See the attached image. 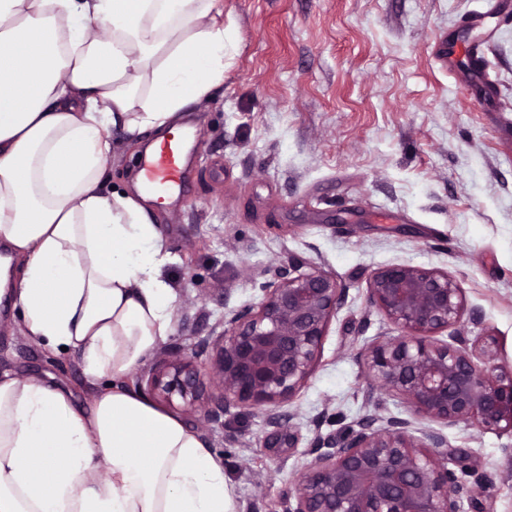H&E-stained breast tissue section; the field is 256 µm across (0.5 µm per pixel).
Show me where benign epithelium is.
Listing matches in <instances>:
<instances>
[{"mask_svg":"<svg viewBox=\"0 0 512 512\" xmlns=\"http://www.w3.org/2000/svg\"><path fill=\"white\" fill-rule=\"evenodd\" d=\"M346 289L328 272L288 262L260 301L224 316L215 368L232 407L260 409L275 428L292 426L286 406L315 370ZM369 301L397 330L362 352L371 385L397 399L413 419L376 415L339 435L316 437L288 512H461L467 493L454 469L461 453L430 427L464 424L512 434V366L498 362L495 336L459 330L467 310L457 279L445 271L393 264L374 271ZM454 329L448 340L437 333ZM150 390L191 409L202 393L192 357L177 356L152 373Z\"/></svg>","mask_w":512,"mask_h":512,"instance_id":"1","label":"benign epithelium"}]
</instances>
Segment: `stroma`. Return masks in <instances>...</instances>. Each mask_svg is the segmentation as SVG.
<instances>
[{
	"instance_id": "35a3bbf8",
	"label": "stroma",
	"mask_w": 512,
	"mask_h": 512,
	"mask_svg": "<svg viewBox=\"0 0 512 512\" xmlns=\"http://www.w3.org/2000/svg\"><path fill=\"white\" fill-rule=\"evenodd\" d=\"M481 0H224V86L183 119L196 149L183 199L156 202L176 299L174 333L126 377L167 352L194 353L203 393L184 414L224 461L236 512H286L317 434L368 414L405 416L372 390L359 358L394 335L368 303L378 268L448 272L512 363V19L487 15L485 48L497 85L474 97L442 62L444 48L479 39L466 23ZM112 185L141 179L140 141L113 129ZM332 273L347 289L314 373L290 406L292 430L259 409L223 412L214 376L224 315L258 302L289 258ZM54 376L90 407L98 392L74 353L26 336L0 300V371ZM453 447L480 456L492 483L469 484L462 512H512V435L443 427Z\"/></svg>"
}]
</instances>
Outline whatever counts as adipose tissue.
Segmentation results:
<instances>
[{"instance_id": "1", "label": "adipose tissue", "mask_w": 512, "mask_h": 512, "mask_svg": "<svg viewBox=\"0 0 512 512\" xmlns=\"http://www.w3.org/2000/svg\"><path fill=\"white\" fill-rule=\"evenodd\" d=\"M224 0H0V243L27 336L63 384L0 373V512H235L224 462L125 382L174 331L145 191L112 189V130L180 132L224 83Z\"/></svg>"}]
</instances>
